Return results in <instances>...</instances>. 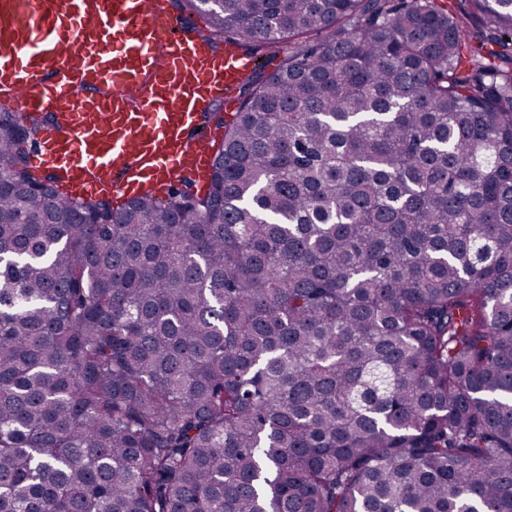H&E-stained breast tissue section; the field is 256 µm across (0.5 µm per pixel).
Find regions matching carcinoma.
Listing matches in <instances>:
<instances>
[{"instance_id": "cac0c4a2", "label": "carcinoma", "mask_w": 512, "mask_h": 512, "mask_svg": "<svg viewBox=\"0 0 512 512\" xmlns=\"http://www.w3.org/2000/svg\"><path fill=\"white\" fill-rule=\"evenodd\" d=\"M183 6L283 54L206 192L0 112V512H512V0Z\"/></svg>"}]
</instances>
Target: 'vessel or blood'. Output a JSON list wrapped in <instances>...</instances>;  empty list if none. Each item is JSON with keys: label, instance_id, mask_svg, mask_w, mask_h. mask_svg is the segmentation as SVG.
I'll return each instance as SVG.
<instances>
[{"label": "vessel or blood", "instance_id": "1", "mask_svg": "<svg viewBox=\"0 0 512 512\" xmlns=\"http://www.w3.org/2000/svg\"><path fill=\"white\" fill-rule=\"evenodd\" d=\"M253 60L189 35L166 0H0V104L52 116L33 173L66 195L127 202L211 175L206 106L235 105Z\"/></svg>", "mask_w": 512, "mask_h": 512}]
</instances>
